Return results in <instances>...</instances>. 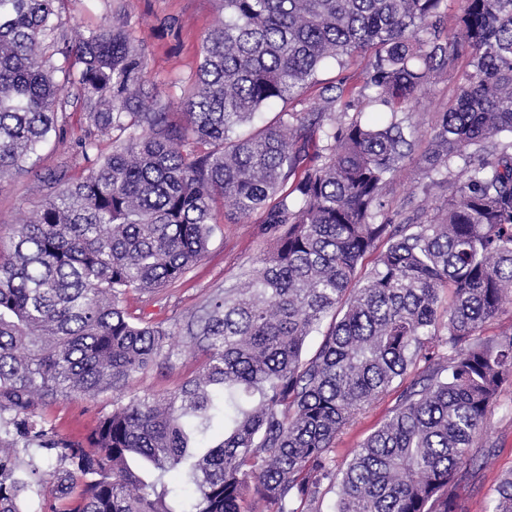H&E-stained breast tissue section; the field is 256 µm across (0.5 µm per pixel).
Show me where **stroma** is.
I'll return each instance as SVG.
<instances>
[{"mask_svg": "<svg viewBox=\"0 0 512 512\" xmlns=\"http://www.w3.org/2000/svg\"><path fill=\"white\" fill-rule=\"evenodd\" d=\"M118 11L125 13L132 38L143 46L148 76L167 99L172 119L183 121L179 97L197 70L202 36L220 16L219 0H64L58 17L60 31L70 40H77L98 30ZM370 63V55L364 52L352 54L341 66L328 63L319 75V84L307 87L300 97L289 101L288 110L313 111L325 83L340 88L343 102L356 103ZM467 65V59H459L455 77L439 80L431 95L410 104L416 141L387 189L386 218H395L407 206L430 215L443 204L440 194L422 191L427 166L425 152L436 116L454 103L458 93L457 75ZM63 133L65 143L50 140L40 150V158L33 168L0 180V241H8L14 226L23 223L48 196L49 173L63 172L73 180L84 174L87 161L70 148L71 143L88 134L79 101H70ZM264 221L265 215L260 211L243 221L234 218L228 210L217 212L207 250L185 278L165 288L153 300L131 301V311H143L147 320L163 324L172 333L168 343L171 359L160 360L152 369L137 375L133 382L137 392L157 395L172 392L196 371L199 357L187 333V323L200 314L210 295L233 286L244 269L257 265L266 247L262 235ZM398 397L394 391L373 403L337 440V447H356L389 418ZM111 409L112 395L106 392L93 398L72 396L59 400L44 408L42 414L60 433L82 439L94 431L100 417ZM477 446L492 448L494 456L487 466L463 476L457 493L465 512H485L489 488L512 472L511 384L503 386L491 410L488 427L477 438Z\"/></svg>", "mask_w": 512, "mask_h": 512, "instance_id": "obj_1", "label": "stroma"}]
</instances>
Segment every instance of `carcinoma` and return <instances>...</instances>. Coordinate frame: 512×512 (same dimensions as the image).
<instances>
[{"instance_id":"carcinoma-1","label":"carcinoma","mask_w":512,"mask_h":512,"mask_svg":"<svg viewBox=\"0 0 512 512\" xmlns=\"http://www.w3.org/2000/svg\"><path fill=\"white\" fill-rule=\"evenodd\" d=\"M57 2L0 0V180L59 133L70 88L91 128L72 150L90 159L108 138L112 152L75 182L54 177L0 251V512H25L34 478L52 485L47 512H307L332 475V512H462L463 472L491 454L474 441L512 380V326L484 336L512 304V0H468L448 28L443 0H221L179 99L184 125L119 13L46 65ZM358 51L373 63L356 112H336L325 86L311 118L282 110L253 127ZM464 56L423 185L448 203L394 224L384 194L414 134L397 114ZM220 207L265 210L268 247L189 330L197 374L136 394L170 332L126 298L180 281ZM410 375L392 416L336 463L343 430ZM104 392L112 411L82 440L38 413ZM216 419L221 438L198 451ZM19 448L66 468L23 470ZM174 472L193 488L188 508L167 501ZM488 494L489 512H512V475Z\"/></svg>"}]
</instances>
